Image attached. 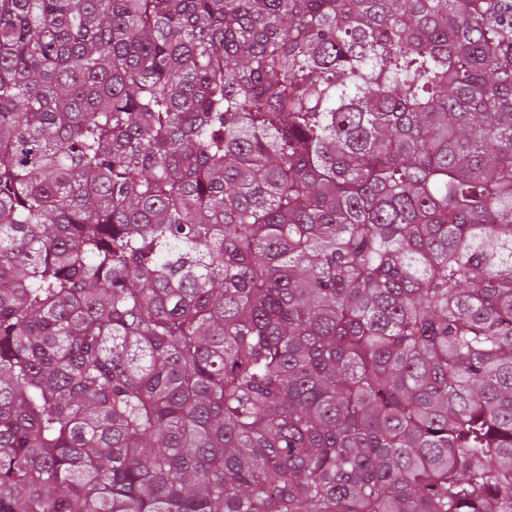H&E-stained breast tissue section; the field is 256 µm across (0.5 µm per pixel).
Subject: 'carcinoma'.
Masks as SVG:
<instances>
[{
	"label": "carcinoma",
	"mask_w": 512,
	"mask_h": 512,
	"mask_svg": "<svg viewBox=\"0 0 512 512\" xmlns=\"http://www.w3.org/2000/svg\"><path fill=\"white\" fill-rule=\"evenodd\" d=\"M0 512H512V0H0Z\"/></svg>",
	"instance_id": "1"
}]
</instances>
